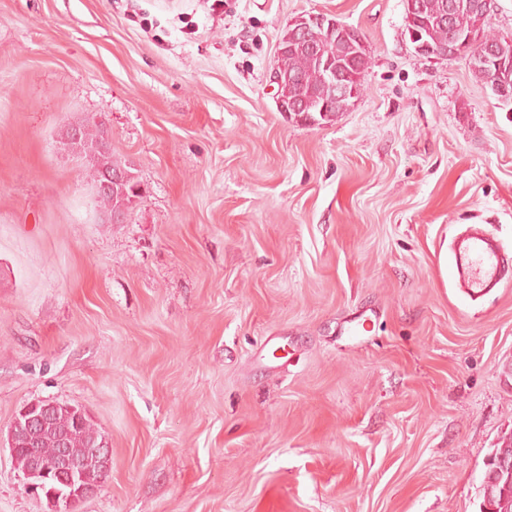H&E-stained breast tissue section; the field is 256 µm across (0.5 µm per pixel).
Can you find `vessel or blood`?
<instances>
[{
  "mask_svg": "<svg viewBox=\"0 0 512 512\" xmlns=\"http://www.w3.org/2000/svg\"><path fill=\"white\" fill-rule=\"evenodd\" d=\"M451 251L456 284L473 299L489 295L512 269V258L507 256L500 243L479 228L456 236Z\"/></svg>",
  "mask_w": 512,
  "mask_h": 512,
  "instance_id": "1",
  "label": "vessel or blood"
}]
</instances>
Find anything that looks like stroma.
Instances as JSON below:
<instances>
[{
  "label": "stroma",
  "mask_w": 512,
  "mask_h": 512,
  "mask_svg": "<svg viewBox=\"0 0 512 512\" xmlns=\"http://www.w3.org/2000/svg\"><path fill=\"white\" fill-rule=\"evenodd\" d=\"M0 0V435L81 407L111 465L76 512H480L512 438V274L470 299L446 244L512 256V102L417 55L403 0ZM359 30L325 125L269 80L295 17ZM102 123L122 223L61 143ZM0 512H46L0 450ZM271 81L272 83L276 84L277 86V99H276V105L279 110V112H284L288 114V118L295 120L296 122L300 123H315L316 121L313 120H305L303 116L298 115L300 112L301 114H307L311 116L314 119H317L316 114H318L320 119H317L318 121L323 122H329L331 121L330 118H323L321 116V113L325 114L326 112L331 114H336V112L332 111L330 106L328 104H324L320 106L318 109L315 110V106L312 103H298L295 100H288V95L283 96L281 95V88H283L284 85H288L289 81H295L294 77H284L280 71L277 68V65L273 67V70L271 72ZM312 111V112H311ZM316 124V123H315ZM487 466L489 468V472H487V477L485 473L484 480L481 485V495H482V504L484 505L486 500V486L485 481L489 484H498L499 481L503 478L504 473H508V471H512V462H508L507 459H505L502 456H496L495 454H492L490 458L488 459ZM506 479V476H504L502 483H504Z\"/></svg>",
  "instance_id": "stroma-1"
}]
</instances>
